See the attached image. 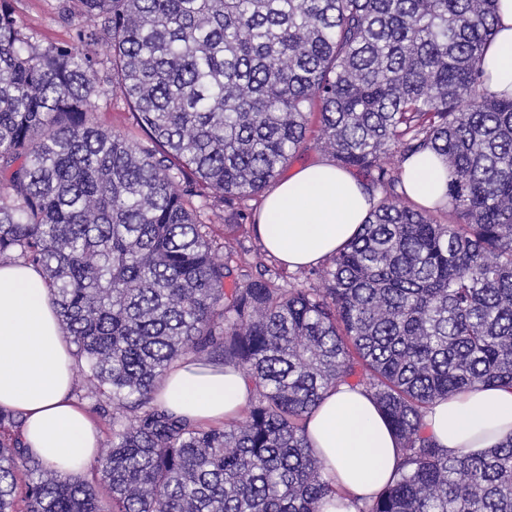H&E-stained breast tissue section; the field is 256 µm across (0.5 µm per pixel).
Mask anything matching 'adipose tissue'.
I'll return each instance as SVG.
<instances>
[{
    "label": "adipose tissue",
    "instance_id": "obj_1",
    "mask_svg": "<svg viewBox=\"0 0 512 512\" xmlns=\"http://www.w3.org/2000/svg\"><path fill=\"white\" fill-rule=\"evenodd\" d=\"M482 66L487 92L512 97V0H499L495 34ZM403 183L431 207L447 191V172L432 153L403 165ZM374 206L350 173L331 162L306 166L266 191L256 232L263 247L297 269L317 265L357 234ZM75 359L41 271L0 265V408L23 418L30 453L63 474L83 471L96 457L97 425L74 397ZM252 391L231 367H174L156 396L159 407L211 423L236 418ZM427 432L449 453H479L512 436V389L474 385L430 404ZM314 453L336 491L324 512H358L396 477L399 443L373 398L345 384L326 391L306 421Z\"/></svg>",
    "mask_w": 512,
    "mask_h": 512
}]
</instances>
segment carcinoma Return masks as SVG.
<instances>
[{"label":"carcinoma","instance_id":"carcinoma-1","mask_svg":"<svg viewBox=\"0 0 512 512\" xmlns=\"http://www.w3.org/2000/svg\"><path fill=\"white\" fill-rule=\"evenodd\" d=\"M67 12L74 42L42 48L0 0V262L43 270L111 432L92 478L62 476L0 409V512H323L335 489L305 423L339 383L370 394L401 445L396 480L359 512H512V437L450 455L422 420L475 384L512 387V98L479 67L496 0ZM102 73L138 137L96 123ZM314 116L317 146L378 202L306 287L282 264L230 261L242 202ZM426 150L448 171L432 209L402 179ZM202 357L251 381L240 418L203 426L154 404L174 363Z\"/></svg>","mask_w":512,"mask_h":512}]
</instances>
